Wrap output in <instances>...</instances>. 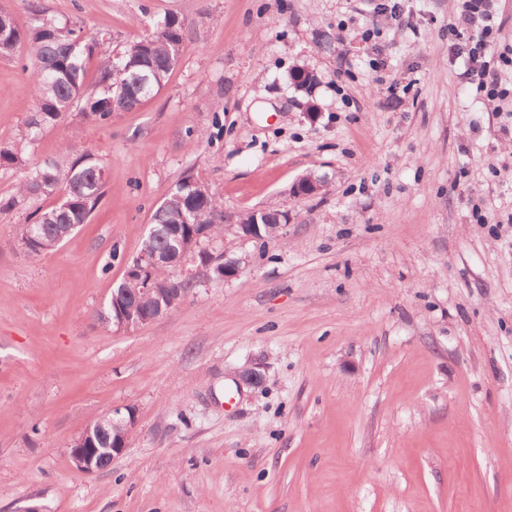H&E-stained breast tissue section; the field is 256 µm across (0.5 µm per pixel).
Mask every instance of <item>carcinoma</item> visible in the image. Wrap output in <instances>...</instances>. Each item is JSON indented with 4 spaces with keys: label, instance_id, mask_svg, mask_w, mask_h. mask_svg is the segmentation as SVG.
Segmentation results:
<instances>
[{
    "label": "carcinoma",
    "instance_id": "cac0c4a2",
    "mask_svg": "<svg viewBox=\"0 0 512 512\" xmlns=\"http://www.w3.org/2000/svg\"><path fill=\"white\" fill-rule=\"evenodd\" d=\"M34 22L19 26L13 15L0 11V56L10 57L18 45L30 43L37 67L31 75L36 96V109L19 133L20 141H32L44 128L59 122L66 114L78 110L79 115L99 125L112 121V113L130 111L159 91L184 50L183 21L172 15L146 37L114 53L103 38L86 36L66 24L42 16L31 5ZM97 62L98 78L94 86L86 85L88 67ZM100 165L82 155L75 159L65 174L57 163L36 167L20 185L18 195L0 207L11 210L25 201L57 193L66 184L64 201L45 210L30 213L31 227H22L21 239L32 232L28 252L39 256L56 249L58 227L61 224H85L102 197L104 182L98 176ZM194 212L190 223L180 225L175 234L169 225L186 211ZM151 233L146 235L152 249L159 254L178 253L174 238L186 245L193 244L194 253L204 252L200 244L220 237L224 232V208L211 190L192 176L178 181L171 194L151 216ZM146 276L155 288L154 299L142 300V308L150 309L155 302L171 292H185L196 282L172 276L168 267L159 265ZM96 445L110 448L112 442L125 434L123 423L101 421L95 425Z\"/></svg>",
    "mask_w": 512,
    "mask_h": 512
}]
</instances>
